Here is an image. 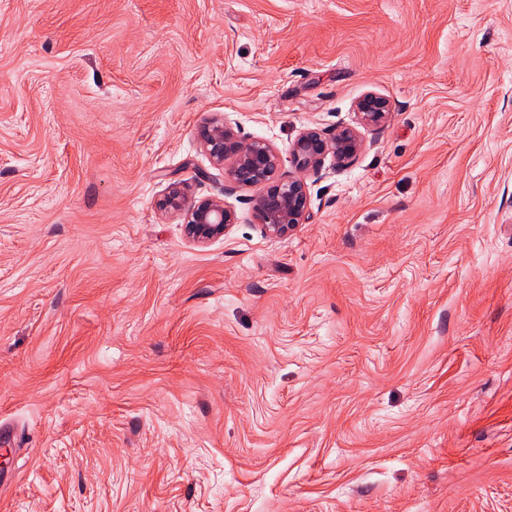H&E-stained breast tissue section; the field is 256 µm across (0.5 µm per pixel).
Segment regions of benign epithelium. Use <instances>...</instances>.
<instances>
[{"instance_id": "1", "label": "benign epithelium", "mask_w": 512, "mask_h": 512, "mask_svg": "<svg viewBox=\"0 0 512 512\" xmlns=\"http://www.w3.org/2000/svg\"><path fill=\"white\" fill-rule=\"evenodd\" d=\"M358 124L378 127L390 116L389 101L369 92L355 104ZM197 140L211 166L224 173V196L189 198L185 187L168 186L157 207L163 213H178L187 237L198 245L226 234L235 223L236 213L225 200L237 186H268L253 200L255 219L261 232L272 238L288 235L304 223L310 199L307 178L319 173L326 157L342 165L359 155L364 141L353 126L331 136L316 129L302 131L283 159L267 140L245 137L227 115L212 116L199 126ZM291 170L283 171L284 163Z\"/></svg>"}]
</instances>
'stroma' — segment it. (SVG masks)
<instances>
[{"label": "stroma", "mask_w": 512, "mask_h": 512, "mask_svg": "<svg viewBox=\"0 0 512 512\" xmlns=\"http://www.w3.org/2000/svg\"><path fill=\"white\" fill-rule=\"evenodd\" d=\"M369 92L288 236L157 212ZM0 423V512H512V0H0ZM358 124L378 127L384 125L391 112L389 101L376 93L369 92L355 104Z\"/></svg>", "instance_id": "stroma-1"}]
</instances>
